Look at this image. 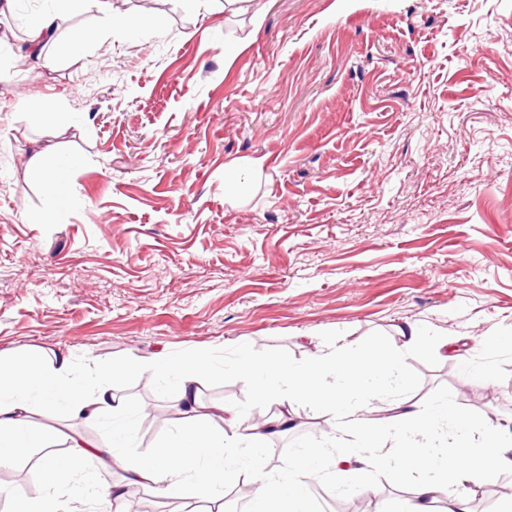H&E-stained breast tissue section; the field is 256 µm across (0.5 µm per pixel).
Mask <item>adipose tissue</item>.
I'll use <instances>...</instances> for the list:
<instances>
[{
  "mask_svg": "<svg viewBox=\"0 0 512 512\" xmlns=\"http://www.w3.org/2000/svg\"><path fill=\"white\" fill-rule=\"evenodd\" d=\"M52 8L33 25L27 40L31 57L41 58L46 43L54 41L60 20L69 13L73 0H52ZM403 343L384 354L357 356L346 345L336 343L302 364L284 360L255 362L241 354L237 369L241 379L256 394L258 403L276 400L288 403L294 398L330 403L336 419V432L322 456L301 455L290 463L281 484L259 471L250 476L259 488L253 512H302L301 491L310 483L330 477L342 478L353 470H367L384 464L394 470H410L415 498L404 512H429L428 504L447 495L446 512H470L467 485L493 481L502 472H512V427L487 430L461 413L451 401L425 407L400 406L397 413L376 417L377 405L387 393L406 381V358L429 347L454 350L447 335H431L417 323L398 328ZM211 365L208 350L185 355H167L143 362L129 358L122 367L100 368L84 380L72 378L70 352L48 355L29 353L16 367L0 366V464L14 461L31 448L50 447V436L35 431L28 420V403L42 398L52 403L64 400L69 415L91 423L111 420L122 435H131L133 424L124 412V401L112 389L121 373L174 372L186 408L176 425V435L155 458L137 460L114 445L100 444L81 437L71 440L69 455H49L41 462V475L48 492L43 497L23 500L21 512H74L72 502L54 495L53 490L66 478L77 474L83 463L106 470L125 464L130 482L163 494L180 493L182 477L194 473L207 497L219 498L224 492L227 457L225 443H246L254 458H261L265 440L272 429L285 425V417L266 419L262 426H244L237 413L219 407L228 415L235 430L230 439L213 433L209 418L200 414L197 397Z\"/></svg>",
  "mask_w": 512,
  "mask_h": 512,
  "instance_id": "obj_1",
  "label": "adipose tissue"
}]
</instances>
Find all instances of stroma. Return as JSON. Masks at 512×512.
<instances>
[{"label":"stroma","mask_w":512,"mask_h":512,"mask_svg":"<svg viewBox=\"0 0 512 512\" xmlns=\"http://www.w3.org/2000/svg\"><path fill=\"white\" fill-rule=\"evenodd\" d=\"M154 2L110 0L113 16L148 21L128 37L81 0L48 66L20 50L48 0L0 13V359L67 349L80 379L204 348L201 404L247 418L240 350L300 363L337 340L392 349L411 321L466 349L408 356L401 399L452 398L487 428L512 420V0ZM75 30L95 35L79 56ZM43 148L72 161L61 197L29 175ZM233 169L246 180L229 182ZM113 388L135 422L129 455L157 456L179 419L174 381L129 373ZM31 408L56 439L12 470L38 471L72 433L110 436L109 422ZM290 411L283 444L265 446L271 476L334 433L330 408ZM412 489L409 474L357 470L305 507ZM469 499L512 512V473Z\"/></svg>","instance_id":"35a3bbf8"}]
</instances>
